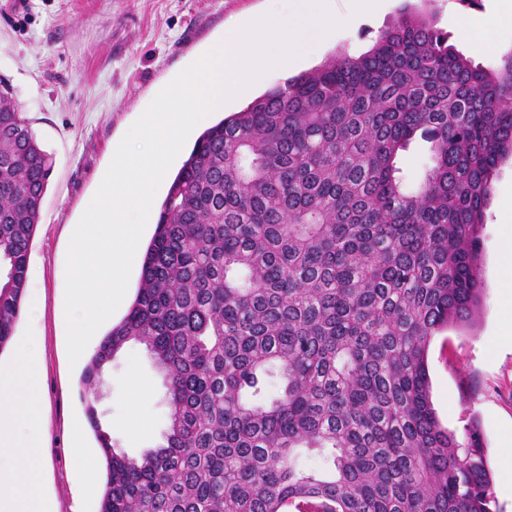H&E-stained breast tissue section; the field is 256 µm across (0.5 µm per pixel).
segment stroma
I'll use <instances>...</instances> for the list:
<instances>
[{
    "instance_id": "1",
    "label": "stroma",
    "mask_w": 512,
    "mask_h": 512,
    "mask_svg": "<svg viewBox=\"0 0 512 512\" xmlns=\"http://www.w3.org/2000/svg\"><path fill=\"white\" fill-rule=\"evenodd\" d=\"M404 0H384L377 14L339 32L335 43L292 69L301 74L340 52L366 51L397 18ZM500 0H431L430 10L462 54L468 45L460 22L479 28ZM269 0H0V78L32 123L54 161L29 256L41 288L36 331L43 340L46 398L43 450L50 459L47 489L56 512H98L104 479L89 483L71 460L68 429L85 417L79 397L83 363H70L60 309L65 299L66 257L72 227L109 166L113 147L148 105L225 28L269 8ZM512 198V159L502 163L482 229L485 297L468 328H451L431 343L432 401L443 425L463 433L478 423L491 471L512 445V342L499 339L500 315L512 304V280L500 267L501 212ZM145 380L151 396L139 408L150 430L123 425L130 411V374ZM101 423L118 448L131 455L157 446L165 422L162 373L147 351L127 346L102 375Z\"/></svg>"
}]
</instances>
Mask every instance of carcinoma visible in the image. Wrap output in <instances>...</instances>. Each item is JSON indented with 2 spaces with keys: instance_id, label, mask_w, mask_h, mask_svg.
<instances>
[{
  "instance_id": "obj_1",
  "label": "carcinoma",
  "mask_w": 512,
  "mask_h": 512,
  "mask_svg": "<svg viewBox=\"0 0 512 512\" xmlns=\"http://www.w3.org/2000/svg\"><path fill=\"white\" fill-rule=\"evenodd\" d=\"M419 139L430 165L410 184L399 159ZM509 157L512 52L478 65L410 6L368 51L206 128L82 373L99 512H492L481 431L441 424L428 352L481 304L485 210ZM52 170L0 79V349ZM129 344L166 385L163 441L136 456L93 392Z\"/></svg>"
}]
</instances>
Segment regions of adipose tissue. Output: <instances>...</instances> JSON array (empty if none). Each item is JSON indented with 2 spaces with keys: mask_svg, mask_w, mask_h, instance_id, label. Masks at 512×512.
<instances>
[{
  "mask_svg": "<svg viewBox=\"0 0 512 512\" xmlns=\"http://www.w3.org/2000/svg\"><path fill=\"white\" fill-rule=\"evenodd\" d=\"M40 341L26 330L0 361V512H55L44 489Z\"/></svg>",
  "mask_w": 512,
  "mask_h": 512,
  "instance_id": "obj_1",
  "label": "adipose tissue"
}]
</instances>
